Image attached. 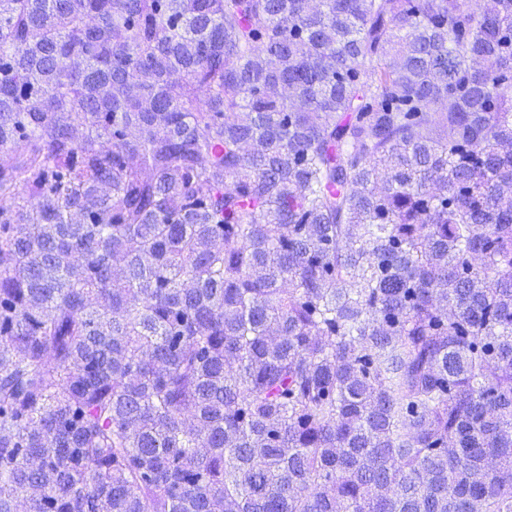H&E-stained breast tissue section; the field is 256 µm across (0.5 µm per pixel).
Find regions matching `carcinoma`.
Returning a JSON list of instances; mask_svg holds the SVG:
<instances>
[{
  "mask_svg": "<svg viewBox=\"0 0 512 512\" xmlns=\"http://www.w3.org/2000/svg\"><path fill=\"white\" fill-rule=\"evenodd\" d=\"M0 102V512H512V0H0Z\"/></svg>",
  "mask_w": 512,
  "mask_h": 512,
  "instance_id": "1",
  "label": "carcinoma"
}]
</instances>
